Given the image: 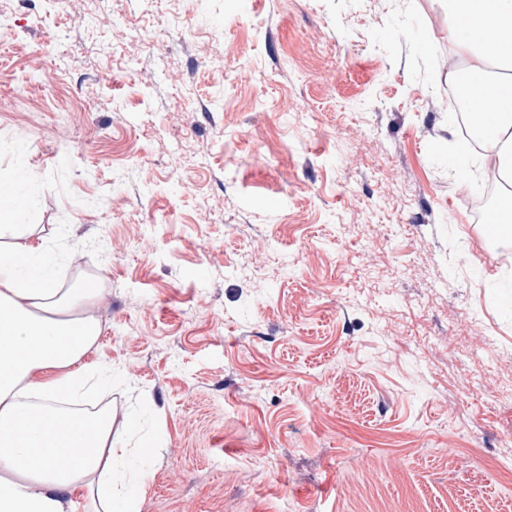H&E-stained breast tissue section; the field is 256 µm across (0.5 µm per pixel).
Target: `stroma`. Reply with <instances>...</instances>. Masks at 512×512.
Returning <instances> with one entry per match:
<instances>
[{"instance_id":"1","label":"stroma","mask_w":512,"mask_h":512,"mask_svg":"<svg viewBox=\"0 0 512 512\" xmlns=\"http://www.w3.org/2000/svg\"><path fill=\"white\" fill-rule=\"evenodd\" d=\"M449 54L432 0H0V172L103 286L74 406L157 439L139 512H512V245ZM487 232L499 240L511 244L512 241V192L502 207L500 216L494 220V224H489Z\"/></svg>"}]
</instances>
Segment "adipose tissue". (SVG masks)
I'll use <instances>...</instances> for the list:
<instances>
[{"instance_id":"adipose-tissue-1","label":"adipose tissue","mask_w":512,"mask_h":512,"mask_svg":"<svg viewBox=\"0 0 512 512\" xmlns=\"http://www.w3.org/2000/svg\"><path fill=\"white\" fill-rule=\"evenodd\" d=\"M448 14V40L459 60L449 80L476 87L475 121L487 159L512 183V0H436ZM0 193V512H76L87 490L101 512H137L149 445L129 450L112 434V414L62 409L78 398L95 365L85 358L99 323L84 309L96 289L59 285L56 255L25 243L38 201L35 176L17 169Z\"/></svg>"}]
</instances>
